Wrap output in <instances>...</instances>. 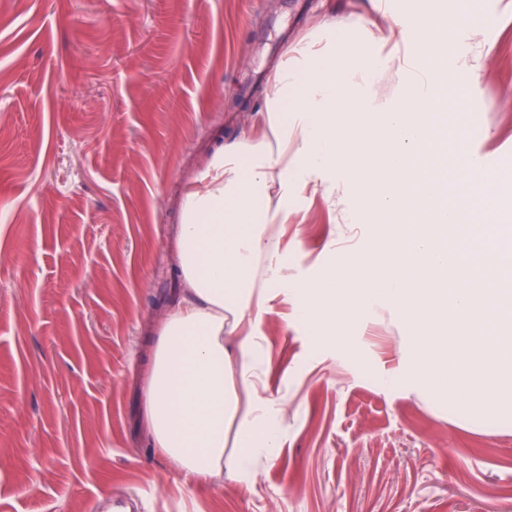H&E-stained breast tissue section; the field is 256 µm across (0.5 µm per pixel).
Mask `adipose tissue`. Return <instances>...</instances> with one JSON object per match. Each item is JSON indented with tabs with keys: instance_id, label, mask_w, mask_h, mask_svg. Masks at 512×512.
Instances as JSON below:
<instances>
[{
	"instance_id": "1",
	"label": "adipose tissue",
	"mask_w": 512,
	"mask_h": 512,
	"mask_svg": "<svg viewBox=\"0 0 512 512\" xmlns=\"http://www.w3.org/2000/svg\"><path fill=\"white\" fill-rule=\"evenodd\" d=\"M373 8L382 24L368 38L350 21L287 50L270 81L262 139L225 148L203 188L185 197L176 250L187 296L160 323L144 418L151 444L186 476L247 473L258 457L276 456L281 402L262 384L268 357L258 329L287 298L319 340L339 343L354 314L387 304L413 329L390 380L480 399L512 423V225L497 221L503 195L480 171L448 162V143L461 133L438 131L439 117L458 106L431 76L448 48L435 0H413L405 16L382 0ZM416 28L425 34L420 51L402 53ZM394 66L404 79L387 104L373 88ZM340 177L361 196L351 220L370 223L372 244L315 279L289 280L280 230L308 193L335 200ZM460 214L471 217L472 247L452 252L448 220ZM228 332L241 338L233 353Z\"/></svg>"
}]
</instances>
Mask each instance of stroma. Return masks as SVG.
<instances>
[{
    "mask_svg": "<svg viewBox=\"0 0 512 512\" xmlns=\"http://www.w3.org/2000/svg\"><path fill=\"white\" fill-rule=\"evenodd\" d=\"M369 0H0V512H512V428L388 383L410 330L378 306L357 356L279 303L262 321L281 448L197 484L140 424L150 338L184 292L174 240L215 152L257 134L273 69ZM471 94L512 171V15L480 0ZM361 201H302L288 274L369 247Z\"/></svg>",
    "mask_w": 512,
    "mask_h": 512,
    "instance_id": "stroma-1",
    "label": "stroma"
}]
</instances>
